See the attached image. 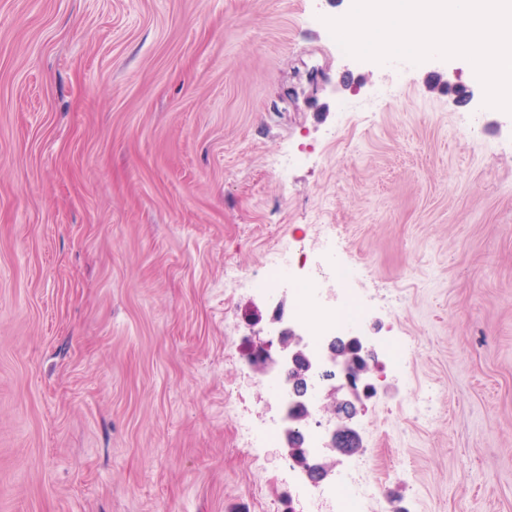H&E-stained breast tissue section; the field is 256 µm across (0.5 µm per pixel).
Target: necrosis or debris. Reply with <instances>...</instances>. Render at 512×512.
I'll return each instance as SVG.
<instances>
[{
	"label": "necrosis or debris",
	"instance_id": "necrosis-or-debris-1",
	"mask_svg": "<svg viewBox=\"0 0 512 512\" xmlns=\"http://www.w3.org/2000/svg\"><path fill=\"white\" fill-rule=\"evenodd\" d=\"M335 240L331 225H321L312 248L281 247L269 253L260 287L287 285L294 298L292 319L316 339L340 336L364 320V308L351 288V268L330 259ZM316 496L330 500L331 512H363L362 505L376 494L374 486L353 475L335 479L332 486L314 485Z\"/></svg>",
	"mask_w": 512,
	"mask_h": 512
}]
</instances>
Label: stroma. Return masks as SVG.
I'll return each instance as SVG.
<instances>
[{
	"label": "stroma",
	"mask_w": 512,
	"mask_h": 512,
	"mask_svg": "<svg viewBox=\"0 0 512 512\" xmlns=\"http://www.w3.org/2000/svg\"><path fill=\"white\" fill-rule=\"evenodd\" d=\"M352 5L0 0V512H313L238 422L282 424L250 343L293 311L250 281L319 224L381 512H512V114L466 59L337 54Z\"/></svg>",
	"instance_id": "35a3bbf8"
}]
</instances>
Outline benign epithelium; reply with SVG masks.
<instances>
[{
	"label": "benign epithelium",
	"mask_w": 512,
	"mask_h": 512,
	"mask_svg": "<svg viewBox=\"0 0 512 512\" xmlns=\"http://www.w3.org/2000/svg\"><path fill=\"white\" fill-rule=\"evenodd\" d=\"M333 343L334 340H328L327 347L317 355L310 351L308 344L303 342V337L297 335L292 328L282 327L276 339L260 338L252 345L251 360L256 366L264 370L269 365L276 364L291 375L293 393L298 396V400L287 405L288 427L285 434L295 432L296 424L310 415V407L299 400V397L304 395L308 382L314 375H328L325 367L329 364L335 365L342 379L340 386L331 385L326 388V398L332 400L335 414L348 421L352 420L356 413V402L361 400V396L375 390L370 366L358 368L356 364L347 361L336 362ZM347 343L360 357L367 358L372 355L368 338L359 332L347 337ZM286 456L307 475L319 472L325 478L333 467V463L313 456L310 449L297 447L291 441L286 442Z\"/></svg>",
	"instance_id": "benign-epithelium-1"
}]
</instances>
